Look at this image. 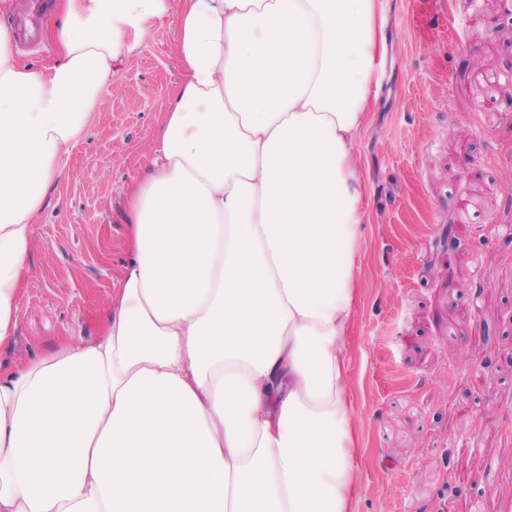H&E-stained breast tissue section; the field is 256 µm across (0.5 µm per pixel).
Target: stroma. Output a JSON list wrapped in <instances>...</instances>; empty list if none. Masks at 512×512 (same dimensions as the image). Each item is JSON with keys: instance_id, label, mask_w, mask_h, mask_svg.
Instances as JSON below:
<instances>
[{"instance_id": "obj_1", "label": "stroma", "mask_w": 512, "mask_h": 512, "mask_svg": "<svg viewBox=\"0 0 512 512\" xmlns=\"http://www.w3.org/2000/svg\"><path fill=\"white\" fill-rule=\"evenodd\" d=\"M104 89L34 226L8 363L98 336L127 196L180 80L179 0ZM391 66L360 133L368 224L349 336L358 512L512 502V7L387 0ZM456 33H448L449 20ZM468 207L459 210V199ZM472 444L459 451V442Z\"/></svg>"}]
</instances>
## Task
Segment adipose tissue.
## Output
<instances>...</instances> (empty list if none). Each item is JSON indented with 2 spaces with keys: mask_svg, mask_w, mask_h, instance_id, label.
Segmentation results:
<instances>
[{
  "mask_svg": "<svg viewBox=\"0 0 512 512\" xmlns=\"http://www.w3.org/2000/svg\"><path fill=\"white\" fill-rule=\"evenodd\" d=\"M0 0V346L33 226L165 0ZM384 0H180L182 78L129 193L100 335L0 370V512H356L359 134ZM40 44L36 47L25 48L21 47L16 40H14L13 48L16 54L23 60L35 65H48L52 63L56 49L52 42L40 36Z\"/></svg>",
  "mask_w": 512,
  "mask_h": 512,
  "instance_id": "ef3b65f1",
  "label": "adipose tissue"
}]
</instances>
